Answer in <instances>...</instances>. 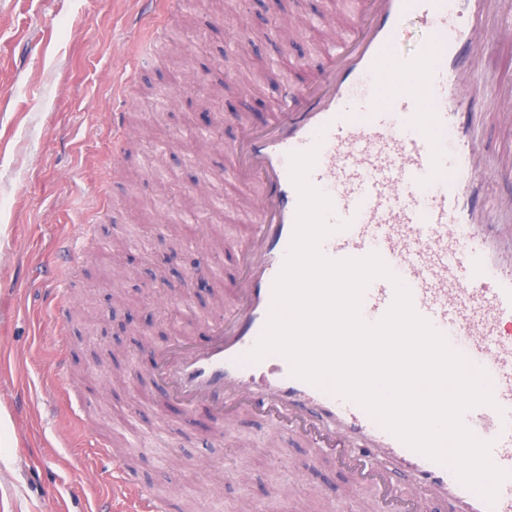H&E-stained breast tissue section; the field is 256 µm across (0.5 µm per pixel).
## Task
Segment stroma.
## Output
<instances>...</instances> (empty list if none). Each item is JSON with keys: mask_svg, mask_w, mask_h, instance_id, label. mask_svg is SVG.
<instances>
[{"mask_svg": "<svg viewBox=\"0 0 512 512\" xmlns=\"http://www.w3.org/2000/svg\"><path fill=\"white\" fill-rule=\"evenodd\" d=\"M340 2L191 0L159 25L135 27L138 0H0V512H126L124 485L94 443L138 427L164 429L177 461L170 470L122 449L130 478L178 512H365L331 457L314 462L311 448L274 436L262 419L242 417L225 438L205 440L208 410L185 422L156 397L144 355L178 334L207 340L205 320L233 278L224 217L247 202L224 181L229 147L241 120H264L281 80L303 85L320 69L317 42L347 20ZM275 17L298 24L293 38L270 36ZM150 36L156 55L144 66L115 52ZM283 51L299 66L281 70ZM477 67L480 150L512 158L505 105L490 94L512 85V34L497 21ZM125 71L122 98L113 79ZM223 73L239 91L205 110ZM116 112L131 132L122 141L112 136ZM201 194L223 198L225 214L191 237L171 221L169 199H188L192 218ZM65 239L75 242L77 275L64 316L50 301ZM202 257L219 275L196 286ZM62 372L75 381L64 399L54 391ZM326 488L335 501L322 498Z\"/></svg>", "mask_w": 512, "mask_h": 512, "instance_id": "stroma-1", "label": "stroma"}]
</instances>
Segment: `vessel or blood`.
<instances>
[{
  "label": "vessel or blood",
  "mask_w": 512,
  "mask_h": 512,
  "mask_svg": "<svg viewBox=\"0 0 512 512\" xmlns=\"http://www.w3.org/2000/svg\"><path fill=\"white\" fill-rule=\"evenodd\" d=\"M351 21L325 50L324 68L304 89L283 82L279 107L242 131L231 149L232 180L253 190L236 249L235 288L198 346L183 337L152 352L158 389L185 415L207 408L210 438L244 416L273 423L280 435L333 456L369 489L376 512H512V478L495 505L454 472L411 450L355 403L290 374L288 361L245 355L259 338L272 283L292 237L298 194L288 155L324 141L311 180L331 198L333 221L349 229L322 243L332 258L378 252L404 281L418 314L491 377L496 407L467 411L464 422L491 442L512 471V246L484 211V190L512 182V166L484 164L469 125L483 96L470 76L483 50L488 17L512 0H349ZM421 33L405 35L410 21ZM389 104L379 107V93ZM394 287L374 280L361 313L380 319ZM144 512H171L169 499L132 486Z\"/></svg>",
  "instance_id": "obj_1"
}]
</instances>
